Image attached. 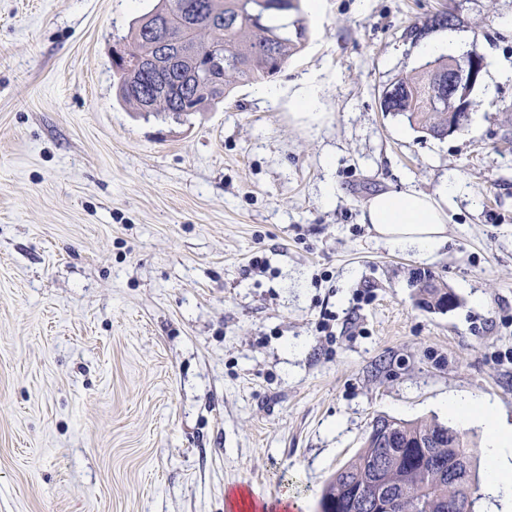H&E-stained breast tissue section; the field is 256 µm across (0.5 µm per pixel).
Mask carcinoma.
<instances>
[{"label": "carcinoma", "mask_w": 512, "mask_h": 512, "mask_svg": "<svg viewBox=\"0 0 512 512\" xmlns=\"http://www.w3.org/2000/svg\"><path fill=\"white\" fill-rule=\"evenodd\" d=\"M286 14L263 13L258 0H157L154 8L136 18L124 36L126 45L141 56L165 58L167 65L139 72L117 82L119 100L137 114L187 116L227 98L239 84H252L279 73L300 52L308 38L301 0H285ZM448 27L443 11L412 26L408 34L421 39ZM448 68L440 57L415 74L403 75L384 87L394 91L390 110L409 125L434 138L448 128L464 129L470 113L448 112L435 76ZM415 286L422 304L433 310L456 302L431 274L416 271ZM391 422L392 448H381L368 435L356 457L326 482L321 512H373L358 507L352 490L368 502L384 496L375 483L374 465L384 461L383 480L390 493V512H450L448 497H475L479 476L468 434L433 417L429 420H374L372 427ZM451 433L440 448H419L428 436Z\"/></svg>", "instance_id": "carcinoma-1"}]
</instances>
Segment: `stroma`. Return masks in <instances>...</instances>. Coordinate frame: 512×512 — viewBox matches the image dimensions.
Listing matches in <instances>:
<instances>
[{
  "mask_svg": "<svg viewBox=\"0 0 512 512\" xmlns=\"http://www.w3.org/2000/svg\"><path fill=\"white\" fill-rule=\"evenodd\" d=\"M155 2L0 0V512H231L229 487L321 512L376 416L470 395L512 425V0H321L275 97L178 120L116 98L112 49ZM448 9L431 40L490 69L437 139L380 94ZM451 176L434 254L375 238L373 196ZM417 270L457 305L422 307ZM448 14L453 15L456 21L458 20L454 13L443 11L426 18L421 24H415L407 32L413 38L421 39L438 29L451 28L455 25L448 26V23H450ZM296 113L305 115H315L320 107V100L317 88L310 84H303L296 90L292 100Z\"/></svg>",
  "mask_w": 512,
  "mask_h": 512,
  "instance_id": "35a3bbf8",
  "label": "stroma"
}]
</instances>
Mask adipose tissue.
<instances>
[{"instance_id":"1","label":"adipose tissue","mask_w":512,"mask_h":512,"mask_svg":"<svg viewBox=\"0 0 512 512\" xmlns=\"http://www.w3.org/2000/svg\"><path fill=\"white\" fill-rule=\"evenodd\" d=\"M458 190L456 181H448L438 197L409 190L381 193L370 199L366 218L376 237L388 246L426 255L446 240L448 214L443 202ZM448 416L456 422L478 421L484 427L486 444L482 454L486 467L485 491L489 496L512 500V463L505 448L512 446V427L491 415L484 400L457 397L448 403Z\"/></svg>"}]
</instances>
